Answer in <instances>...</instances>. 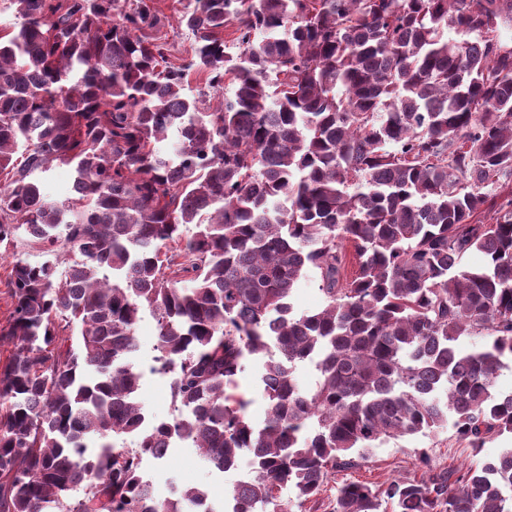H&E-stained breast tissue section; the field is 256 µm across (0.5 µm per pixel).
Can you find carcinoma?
<instances>
[{
  "label": "carcinoma",
  "mask_w": 512,
  "mask_h": 512,
  "mask_svg": "<svg viewBox=\"0 0 512 512\" xmlns=\"http://www.w3.org/2000/svg\"><path fill=\"white\" fill-rule=\"evenodd\" d=\"M9 4L0 244L44 260L13 262L0 326V512H292L389 439L512 435L495 387L512 361V197L495 192L512 177V0H189L176 62L154 0ZM194 73L230 93L190 96ZM54 161L76 172L64 202L36 178ZM308 270L325 304L298 314ZM146 311L175 403L159 423L133 363ZM249 363L260 424L235 392ZM176 442L217 474L249 457L222 510L142 473ZM418 468L343 483L334 512H512V445Z\"/></svg>",
  "instance_id": "cac0c4a2"
}]
</instances>
